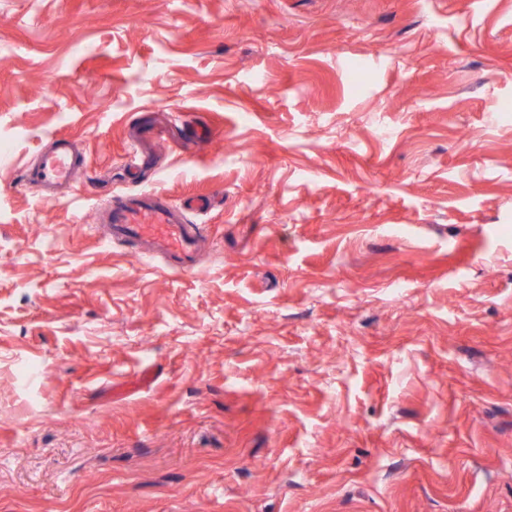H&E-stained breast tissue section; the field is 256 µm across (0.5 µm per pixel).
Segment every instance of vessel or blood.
Wrapping results in <instances>:
<instances>
[{
    "mask_svg": "<svg viewBox=\"0 0 512 512\" xmlns=\"http://www.w3.org/2000/svg\"><path fill=\"white\" fill-rule=\"evenodd\" d=\"M81 167L69 140H56L54 148L42 155L31 185L37 193L48 194L57 185L75 181ZM105 222L113 237L148 242L173 259L175 270H194L198 236L187 224L184 212L169 205L160 194L115 196L106 209Z\"/></svg>",
    "mask_w": 512,
    "mask_h": 512,
    "instance_id": "vessel-or-blood-1",
    "label": "vessel or blood"
}]
</instances>
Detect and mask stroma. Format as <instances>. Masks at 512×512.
<instances>
[{
  "label": "stroma",
  "instance_id": "35a3bbf8",
  "mask_svg": "<svg viewBox=\"0 0 512 512\" xmlns=\"http://www.w3.org/2000/svg\"><path fill=\"white\" fill-rule=\"evenodd\" d=\"M0 145V512H512V0H0ZM81 167L80 156L71 149L70 140L57 139L54 148L41 156L38 175L30 179V184L45 195L57 185L75 181ZM181 209L154 192L114 196L104 222L114 238L148 242L170 256L175 270L190 272L196 265L198 236Z\"/></svg>",
  "mask_w": 512,
  "mask_h": 512
}]
</instances>
